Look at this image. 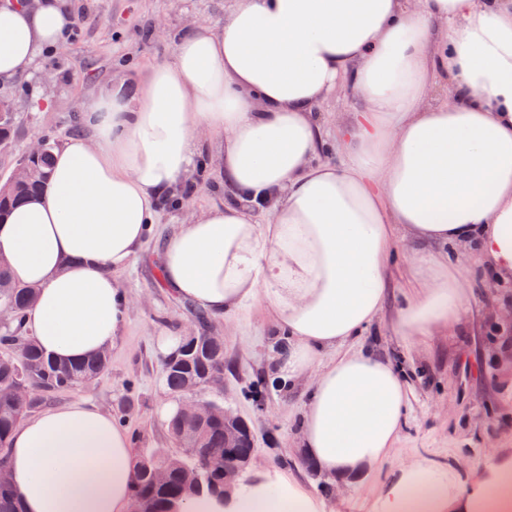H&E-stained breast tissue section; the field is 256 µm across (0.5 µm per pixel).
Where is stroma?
<instances>
[{
    "instance_id": "stroma-1",
    "label": "stroma",
    "mask_w": 512,
    "mask_h": 512,
    "mask_svg": "<svg viewBox=\"0 0 512 512\" xmlns=\"http://www.w3.org/2000/svg\"><path fill=\"white\" fill-rule=\"evenodd\" d=\"M79 31L40 54L30 73L0 81V97L14 104V135L0 146V179L18 166L41 138L74 136L73 119L87 102L113 85H141L152 67L172 56L177 36L223 22L234 0H71ZM224 187L203 171L184 201L166 207L133 264L121 275L130 297L129 322L111 350L107 369L89 386L47 399L54 407L89 400L110 413L130 435L134 455H178L168 422L158 414L170 400L155 350L159 330L193 331L195 312L161 278V247L179 225L223 203ZM415 246L401 241L390 270V299L362 341L389 359L410 386V410L389 456L364 478L347 481L337 496H323V512H372L382 490L404 467L452 475L465 489L490 458H512V281L461 252L469 272V303L461 328L432 329L411 340L395 334L393 314L403 289L418 287L411 267ZM224 341V376L201 397L231 407L256 433V472L288 476L308 489L316 483L296 462L297 415L313 383L306 375L255 403L251 389L268 378L283 343L261 306L248 314L212 320Z\"/></svg>"
}]
</instances>
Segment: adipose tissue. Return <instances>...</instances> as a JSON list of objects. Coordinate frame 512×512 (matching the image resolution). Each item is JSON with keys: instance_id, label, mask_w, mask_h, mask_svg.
I'll list each match as a JSON object with an SVG mask.
<instances>
[{"instance_id": "adipose-tissue-1", "label": "adipose tissue", "mask_w": 512, "mask_h": 512, "mask_svg": "<svg viewBox=\"0 0 512 512\" xmlns=\"http://www.w3.org/2000/svg\"><path fill=\"white\" fill-rule=\"evenodd\" d=\"M72 21L66 0L0 5V80L29 72ZM344 86L363 110L323 160L313 112ZM83 122L55 150L46 191L0 225V257L37 290L36 341L60 361L118 345L130 310L119 275L196 181L209 132L227 200L165 242L163 281L215 316L262 304L287 341L279 379L315 376L298 443L340 479L384 459L408 413L402 376L360 345L400 238L422 244L427 281L397 310L401 335L459 321L457 250L512 278V0H236L220 26L178 37L137 91L93 98ZM8 468L25 512L132 510L131 439L91 403L23 419ZM484 471L465 491L408 471L378 512H512V462ZM179 512L319 510L265 483Z\"/></svg>"}]
</instances>
